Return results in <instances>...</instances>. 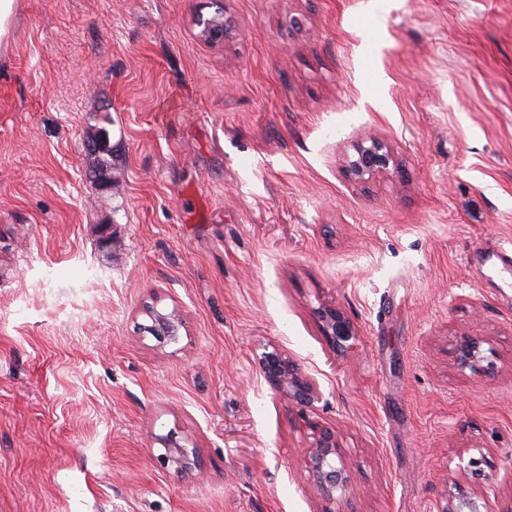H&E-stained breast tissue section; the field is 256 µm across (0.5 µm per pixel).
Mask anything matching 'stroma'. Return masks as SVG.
<instances>
[{"label": "stroma", "mask_w": 512, "mask_h": 512, "mask_svg": "<svg viewBox=\"0 0 512 512\" xmlns=\"http://www.w3.org/2000/svg\"><path fill=\"white\" fill-rule=\"evenodd\" d=\"M17 0L0 44V512H325L279 346L355 512L512 501V0ZM109 132L111 183L88 144ZM396 165L354 183V144ZM112 246H100L102 225ZM178 308V343L139 330ZM338 307L352 348L315 311ZM482 337L495 369L455 360ZM176 433L200 474L156 457ZM483 458V480L465 466ZM317 315L322 335L329 346L339 351L350 348L346 343L356 339L357 334L344 313L333 307H324L318 310ZM258 368L272 394L290 406L312 408L321 399L314 378L288 353L277 346L265 349L258 358ZM488 496L482 492L480 496L446 497L445 505L436 512H483L487 511Z\"/></svg>", "instance_id": "stroma-1"}]
</instances>
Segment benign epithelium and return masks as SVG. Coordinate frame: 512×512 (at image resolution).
Segmentation results:
<instances>
[{
  "instance_id": "1",
  "label": "benign epithelium",
  "mask_w": 512,
  "mask_h": 512,
  "mask_svg": "<svg viewBox=\"0 0 512 512\" xmlns=\"http://www.w3.org/2000/svg\"><path fill=\"white\" fill-rule=\"evenodd\" d=\"M393 156L389 147L377 139L358 142L353 159L348 162V173L357 182H364L376 174L389 169ZM145 314L150 323L142 325L158 343L164 347L179 341L184 319L179 311L165 312L154 305L146 308ZM318 321L322 335L335 350L347 349V342L356 338L354 325L344 313L333 307L318 310ZM484 340L473 336L460 337L456 346L457 364L476 375L489 372L492 362L483 349ZM258 368L272 394L288 402L289 405L306 410L321 399V392L314 378L288 353L273 346L258 358ZM309 444L303 449L302 461L308 479L318 495L331 503L349 502L355 494L346 454L340 446L336 428L316 420H305ZM164 452L157 456L161 467L173 471L178 476L193 473L199 466L196 450L185 448L175 434L170 433L160 439ZM488 496L476 497L461 495L449 497L437 512H485Z\"/></svg>"
}]
</instances>
